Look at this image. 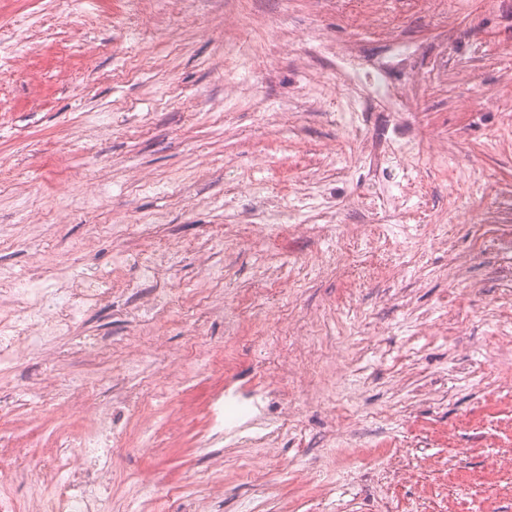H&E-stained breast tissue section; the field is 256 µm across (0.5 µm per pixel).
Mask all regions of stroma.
I'll use <instances>...</instances> for the list:
<instances>
[{"instance_id": "obj_1", "label": "stroma", "mask_w": 512, "mask_h": 512, "mask_svg": "<svg viewBox=\"0 0 512 512\" xmlns=\"http://www.w3.org/2000/svg\"><path fill=\"white\" fill-rule=\"evenodd\" d=\"M395 41L412 48L410 68L386 74L401 102L321 95L364 79ZM400 124L423 162L374 165L370 147ZM97 224L154 230L116 241ZM220 231L224 307L202 316L199 254ZM511 233L504 0H0V268L34 274L54 257L125 291L142 282L118 255L175 235L181 307L158 332L182 350L198 318L224 348L190 364L177 397L118 412L112 512H164L165 492L201 490L223 385L269 392L277 455L251 429L218 442L214 512H512V253L493 247ZM275 329L279 376L255 340ZM306 335L325 352L311 371ZM93 336L134 340L122 316L89 314L50 375L107 407ZM38 367L0 369V450L40 442L14 482L27 502L56 439L87 428L12 403ZM146 471L160 498L137 486Z\"/></svg>"}]
</instances>
